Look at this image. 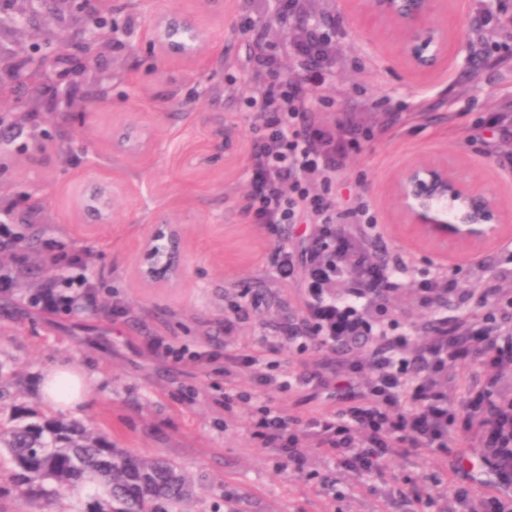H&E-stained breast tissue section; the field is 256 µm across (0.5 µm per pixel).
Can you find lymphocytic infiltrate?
<instances>
[{
  "label": "lymphocytic infiltrate",
  "instance_id": "f902f5d3",
  "mask_svg": "<svg viewBox=\"0 0 512 512\" xmlns=\"http://www.w3.org/2000/svg\"><path fill=\"white\" fill-rule=\"evenodd\" d=\"M332 38L328 30L315 26L303 30L292 42V56L304 77L299 81L282 76L276 53L261 48L252 66L261 79L257 94L248 107L260 113L263 123L249 156V193L244 210L253 223L279 234L287 224L307 217L317 218L314 247L305 256L311 283L310 320L301 327L287 326L281 333L294 341L299 351L310 343L346 349L374 344L368 356L356 359L339 381L351 404L342 412L309 420L305 432L315 435L327 453L359 473H381L388 459L424 448L441 456L448 450L452 429L458 428L487 440L494 448L512 451V415L501 412L494 391L499 372L512 370V331L492 333L496 308L488 306L481 325L466 320H437L431 336L392 334L370 321L349 301L326 298L324 286L334 275L324 253L337 260L356 255L363 293L382 298L392 293V269L403 268L402 259L392 266L372 263L368 254H354L349 238L337 223L377 224L366 202L342 212L332 208L336 171L343 158L359 151L363 140L373 137L370 128L337 131L310 117L304 89L326 80L322 64L328 58ZM277 341L267 342L259 354L233 351L191 352L165 338L151 339L158 355L178 363L189 359L222 374L226 384L224 410L233 412L238 399L231 390L238 374H250L257 386L270 392L291 388L287 376L269 373L268 355L278 350ZM487 355L490 375L485 384L472 391L462 408L448 403V372ZM294 418L281 409L264 405L248 421L252 439L277 449L285 462L301 460L300 434Z\"/></svg>",
  "mask_w": 512,
  "mask_h": 512
}]
</instances>
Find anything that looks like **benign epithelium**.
I'll return each instance as SVG.
<instances>
[{"label":"benign epithelium","mask_w":512,"mask_h":512,"mask_svg":"<svg viewBox=\"0 0 512 512\" xmlns=\"http://www.w3.org/2000/svg\"><path fill=\"white\" fill-rule=\"evenodd\" d=\"M363 17L397 37V52L412 71L429 72L448 56V27L435 21L448 8V0H360ZM85 2L37 0L35 14H53L62 7L79 8ZM97 13L88 12L89 26L73 30L71 41L53 43L35 57L16 59L0 76V94L15 101L14 112L0 114L9 126L16 113L28 112L32 103L55 82L62 62L77 54L91 76H106L98 65V47L105 35L95 28ZM152 42L164 53L194 56L203 41L200 24L180 13H170L149 24ZM121 186L97 180L78 193L82 208L90 209L100 224L112 223V202ZM392 191L400 221L413 224L436 240L448 238L476 245L495 238L505 223L504 210L491 192L475 189L457 176L448 163L425 158L404 168ZM184 242L180 227L161 218L141 242L136 271L146 284L169 283L183 276Z\"/></svg>","instance_id":"obj_1"}]
</instances>
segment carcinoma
I'll return each mask as SVG.
<instances>
[{
  "label": "carcinoma",
  "instance_id": "carcinoma-1",
  "mask_svg": "<svg viewBox=\"0 0 512 512\" xmlns=\"http://www.w3.org/2000/svg\"><path fill=\"white\" fill-rule=\"evenodd\" d=\"M13 465L4 494L66 503L64 512H184L188 477L165 457L115 448L105 433L43 412L0 421V454Z\"/></svg>",
  "mask_w": 512,
  "mask_h": 512
}]
</instances>
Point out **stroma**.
<instances>
[{
    "instance_id": "stroma-1",
    "label": "stroma",
    "mask_w": 512,
    "mask_h": 512,
    "mask_svg": "<svg viewBox=\"0 0 512 512\" xmlns=\"http://www.w3.org/2000/svg\"><path fill=\"white\" fill-rule=\"evenodd\" d=\"M175 9L205 31L197 56L165 57L151 44L150 19ZM102 10L114 23L134 24L106 60L107 105L42 114L37 137L18 138L0 153V205L15 202L9 222L18 233L39 235L33 251L0 247V270L14 274L12 287L0 290V359L21 380L14 404L44 411L42 379L58 364L96 376L83 402L58 417L103 429L116 447L175 461L196 483L188 512H413L417 484L430 489L429 512H455L460 486L485 497L483 477L467 475L483 445L460 433L451 435L445 459L425 451L393 457L372 477L327 458L311 436L302 440L300 464L285 467L275 449L251 439L247 420L267 403L302 419L344 410L349 400L335 379L365 348L312 346L299 354L282 347L278 373L317 372L322 382L266 396L240 377L236 388L250 399L230 416L223 377L190 360L159 359L147 343L164 336L192 351L223 349L224 319L243 303L247 315L232 348L255 353L274 328L306 313L307 265L295 263L283 278L271 260L281 246L296 255L311 247L312 225L290 224L274 236L243 210L260 122L244 104L259 85L250 64L253 37L240 28L246 17L292 79L291 38L309 24H335L331 71L311 93L329 103L316 115L320 122L379 126L387 110L399 112L389 131L349 153L334 197L339 209L367 200L383 235L374 255H398L406 264L393 275L400 287L387 297L383 324L425 336L440 318L481 321L485 289L512 297V253L496 241L470 249L431 242L400 222L392 194L406 166L435 157L495 193L512 217V137L493 122L497 115L512 122V0H448V58L427 74L402 64L395 41L361 18L355 0H307L306 15L285 25L274 0H104ZM125 131L139 150L117 147ZM102 178L126 189L108 224L93 223L75 204L82 186ZM161 215L183 230L185 273L179 282L148 286L135 265ZM75 251L98 283L93 304L68 312L36 303L48 282L41 260ZM439 270L457 279L469 300L421 306L410 283ZM117 301L126 309L120 317L112 311Z\"/></svg>"
}]
</instances>
